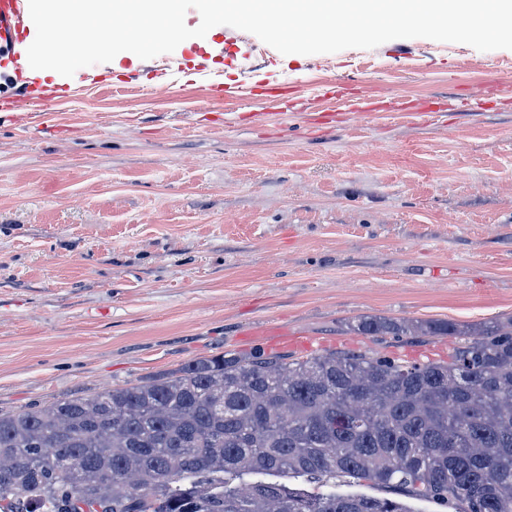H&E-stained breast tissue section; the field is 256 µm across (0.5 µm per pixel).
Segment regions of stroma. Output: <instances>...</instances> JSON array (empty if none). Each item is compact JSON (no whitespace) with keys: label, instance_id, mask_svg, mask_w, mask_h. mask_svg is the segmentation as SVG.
I'll use <instances>...</instances> for the list:
<instances>
[{"label":"stroma","instance_id":"35a3bbf8","mask_svg":"<svg viewBox=\"0 0 512 512\" xmlns=\"http://www.w3.org/2000/svg\"><path fill=\"white\" fill-rule=\"evenodd\" d=\"M235 33L180 44L174 82L130 53L94 90L0 112V412L271 355L278 335L308 340L296 358L443 361L451 337L349 326L512 314V50L284 55ZM201 65L262 80L257 101L214 95ZM488 85L475 116L360 107Z\"/></svg>","mask_w":512,"mask_h":512}]
</instances>
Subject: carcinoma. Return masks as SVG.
Returning <instances> with one entry per match:
<instances>
[{"label": "carcinoma", "instance_id": "carcinoma-1", "mask_svg": "<svg viewBox=\"0 0 512 512\" xmlns=\"http://www.w3.org/2000/svg\"><path fill=\"white\" fill-rule=\"evenodd\" d=\"M355 330L457 344L423 363L224 353L0 413V512H512V315Z\"/></svg>", "mask_w": 512, "mask_h": 512}]
</instances>
